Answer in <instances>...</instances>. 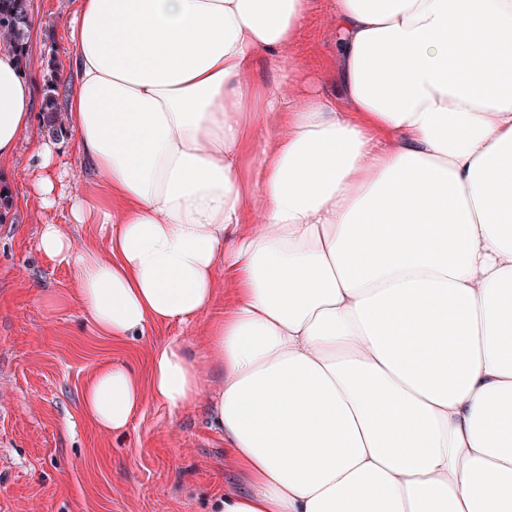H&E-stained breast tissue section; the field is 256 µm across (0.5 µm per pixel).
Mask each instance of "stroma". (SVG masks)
<instances>
[{
  "label": "stroma",
  "instance_id": "35a3bbf8",
  "mask_svg": "<svg viewBox=\"0 0 512 512\" xmlns=\"http://www.w3.org/2000/svg\"><path fill=\"white\" fill-rule=\"evenodd\" d=\"M77 6L30 0L27 75L36 84L54 65L71 89L67 22ZM330 13V0H314L296 47L303 88L327 93L336 56ZM44 137L33 122L16 155L0 162V188L10 199L0 223V512H207L212 497L236 482L207 403L172 412L149 399L126 433L106 436L83 416L80 395L106 363L147 374L152 350L173 338L204 359L207 324L232 303L231 287L223 285L191 324L156 325L118 345L101 336L77 299L71 269L37 248L45 223L69 225L78 242L107 245L99 225L73 223L68 199L36 209L29 170Z\"/></svg>",
  "mask_w": 512,
  "mask_h": 512
}]
</instances>
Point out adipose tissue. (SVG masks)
<instances>
[{"mask_svg": "<svg viewBox=\"0 0 512 512\" xmlns=\"http://www.w3.org/2000/svg\"><path fill=\"white\" fill-rule=\"evenodd\" d=\"M310 8L79 0L92 177L67 192L46 140L33 196L109 251L47 223L40 252L115 342L235 296L204 360L174 338L148 377L105 365L82 411L120 434L145 397L207 401L239 478L211 512H512V0H331V94L300 87ZM36 106L1 49L0 161Z\"/></svg>", "mask_w": 512, "mask_h": 512, "instance_id": "obj_1", "label": "adipose tissue"}]
</instances>
